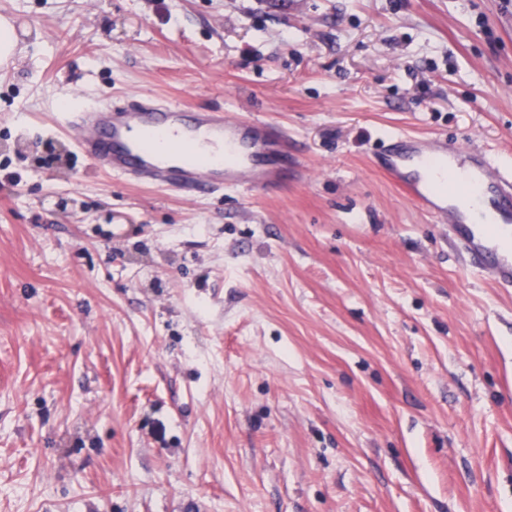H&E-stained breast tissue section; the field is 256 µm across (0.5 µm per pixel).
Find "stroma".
<instances>
[{
	"label": "stroma",
	"mask_w": 512,
	"mask_h": 512,
	"mask_svg": "<svg viewBox=\"0 0 512 512\" xmlns=\"http://www.w3.org/2000/svg\"><path fill=\"white\" fill-rule=\"evenodd\" d=\"M1 18L0 512H512V287L371 163L405 132L512 170V0ZM143 95L274 123L287 183L120 179L59 125Z\"/></svg>",
	"instance_id": "35a3bbf8"
}]
</instances>
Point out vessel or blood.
Masks as SVG:
<instances>
[{
  "mask_svg": "<svg viewBox=\"0 0 512 512\" xmlns=\"http://www.w3.org/2000/svg\"><path fill=\"white\" fill-rule=\"evenodd\" d=\"M79 148L105 172L160 187L267 192L288 169V140L271 122L220 110L190 112L154 97L70 112ZM421 209L455 225L471 265H489L512 286V249L500 244L512 226V172L492 176L482 153L449 147L447 138L390 136L377 161ZM496 218L480 222L483 208Z\"/></svg>",
  "mask_w": 512,
  "mask_h": 512,
  "instance_id": "vessel-or-blood-1",
  "label": "vessel or blood"
}]
</instances>
